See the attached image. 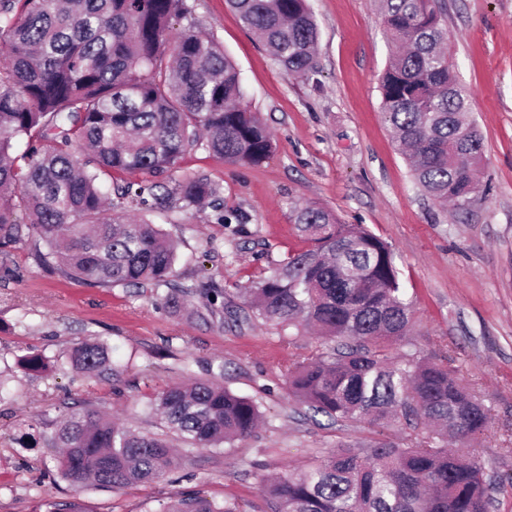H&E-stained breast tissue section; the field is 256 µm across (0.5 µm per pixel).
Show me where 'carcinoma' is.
Listing matches in <instances>:
<instances>
[{
	"label": "carcinoma",
	"mask_w": 512,
	"mask_h": 512,
	"mask_svg": "<svg viewBox=\"0 0 512 512\" xmlns=\"http://www.w3.org/2000/svg\"><path fill=\"white\" fill-rule=\"evenodd\" d=\"M228 2L287 73L317 72L308 0ZM379 9L399 47L380 82L388 132L425 195L462 211L481 190L483 143L467 117L469 92L448 65L438 0H379ZM188 12L185 0H0V246L21 240L26 228L47 247L51 270L65 276L125 288L169 283L177 246L149 221L107 216L102 178L142 175L117 187L122 209L146 208L150 178L166 174L174 188L156 205L219 211L218 184L178 175L183 155L202 149L259 165L274 150L269 128L243 104L239 72L223 48L174 32L173 20ZM22 137L36 142L24 168L12 157ZM291 218L308 248L251 290L246 313L322 335L326 349L291 372V394L336 422L399 420L425 436L407 448L379 438L362 453L337 443L304 470L266 484L274 512H489L495 487L486 459L448 448L450 432L462 445L483 439L488 408L448 363L393 350L412 324L391 245L316 205L294 208ZM70 361L87 373H117L99 343L77 346ZM21 365L41 372L47 358L30 354ZM153 410L193 448H232L263 418L253 400L214 380L165 388ZM48 447L63 449L58 471L77 488L122 489L160 479L171 465L165 440L78 405L56 419ZM161 512L239 510L189 497Z\"/></svg>",
	"instance_id": "1"
}]
</instances>
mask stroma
<instances>
[{"mask_svg":"<svg viewBox=\"0 0 512 512\" xmlns=\"http://www.w3.org/2000/svg\"><path fill=\"white\" fill-rule=\"evenodd\" d=\"M186 3L177 29L223 46L274 152L257 166L202 150L181 159V174L221 186L224 216L209 207L151 213L177 244L173 281L190 289L178 303H166L164 287L95 286L47 273L35 236L0 248V512H47L71 500L84 512H157L187 495L271 512L263 477L299 471L337 442L375 438L366 423H331L290 397L289 373L322 349L318 335L207 310V288L223 289L225 305L244 306L242 288L303 247L291 212L306 204L392 246L415 322L399 351L449 358L490 407V438L466 451L487 460L486 477L499 485L490 512H512V0H439L449 58L484 142L482 190L455 215L424 196L383 122L380 78L394 45L378 0H309L319 41L308 79L289 76L226 0ZM94 341L112 348L117 374L72 367L73 347ZM32 351L47 357L46 372L21 369ZM215 375L264 414L238 447L192 448L172 438L176 459L166 476L119 491L61 478L46 439L73 402L171 438L152 409L157 394Z\"/></svg>","mask_w":512,"mask_h":512,"instance_id":"stroma-1","label":"stroma"}]
</instances>
